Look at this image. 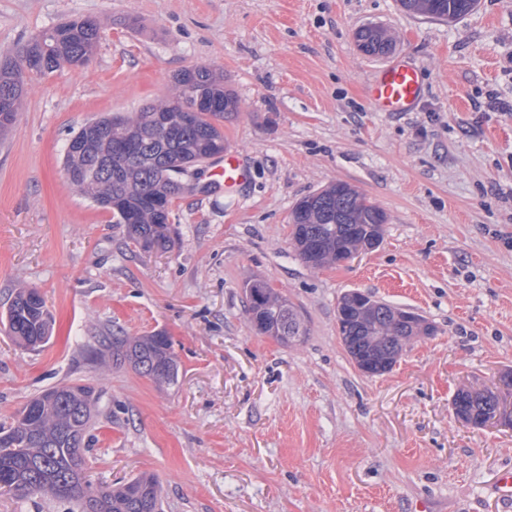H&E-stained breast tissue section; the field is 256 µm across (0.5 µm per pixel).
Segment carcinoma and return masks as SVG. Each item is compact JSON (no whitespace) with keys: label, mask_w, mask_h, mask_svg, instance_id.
<instances>
[{"label":"carcinoma","mask_w":512,"mask_h":512,"mask_svg":"<svg viewBox=\"0 0 512 512\" xmlns=\"http://www.w3.org/2000/svg\"><path fill=\"white\" fill-rule=\"evenodd\" d=\"M409 13L454 21L474 10L477 0H399ZM362 48L386 54L394 37L366 26L357 33ZM100 39L93 20L59 23L32 37L14 56L0 61V135L15 123L32 73L49 74L87 64ZM238 112L236 96L212 68L193 66L174 79V92L127 116L86 124L69 141L64 174L67 182L99 207L112 212L127 237L145 253H167L174 246L170 216L181 186L182 172L220 154L224 133L219 122ZM172 124L166 134L159 120ZM385 212L345 182H336L300 199L290 216L297 256L319 269L338 264L377 246L383 236ZM246 314L256 331L283 343L302 340L304 317L268 283L245 284ZM407 328L404 309L389 303L344 295L337 305L343 345L358 363L370 360L378 375L390 370L415 336L434 333L431 324ZM11 340L39 349L49 342L52 316L35 288L16 293L3 323ZM103 347L115 365H128L158 385L178 378V362L169 336L156 332L104 337ZM506 391L489 388L471 399L457 393V417L476 427L507 419ZM99 393L90 383L63 384L27 402L8 425H0V496L19 500L50 498L74 504L79 512H163L157 478L141 474L113 485H95L86 474L90 431L99 414Z\"/></svg>","instance_id":"cac0c4a2"}]
</instances>
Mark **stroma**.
I'll return each instance as SVG.
<instances>
[{"label":"stroma","instance_id":"35a3bbf8","mask_svg":"<svg viewBox=\"0 0 512 512\" xmlns=\"http://www.w3.org/2000/svg\"><path fill=\"white\" fill-rule=\"evenodd\" d=\"M77 18L101 25L93 57L32 76L0 137V316L27 286L55 320L35 351L0 333V424L49 387L92 382L93 482L155 475L165 512H512L492 491L512 468V426L475 427L451 406L512 375V0L450 23L398 0H0V56ZM366 25L395 36L390 52L360 49ZM404 56L420 102L376 111L370 79ZM196 65L223 71L238 99L221 127L251 179L228 195L207 172L183 176L173 249L143 254L66 181L65 148ZM338 181L388 222L375 249L313 269L289 217ZM254 278L302 312V341L252 327ZM351 291L417 312L434 335L362 374L336 320ZM116 328L165 332L177 381L93 361Z\"/></svg>","mask_w":512,"mask_h":512}]
</instances>
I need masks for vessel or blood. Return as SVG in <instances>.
Instances as JSON below:
<instances>
[{
	"mask_svg": "<svg viewBox=\"0 0 512 512\" xmlns=\"http://www.w3.org/2000/svg\"><path fill=\"white\" fill-rule=\"evenodd\" d=\"M422 84L418 68L409 60L394 61L382 69L368 86L371 104L380 112L410 111L421 97ZM212 179L225 190L236 191L249 180V166L242 152L225 153L222 165L210 171Z\"/></svg>",
	"mask_w": 512,
	"mask_h": 512,
	"instance_id": "1",
	"label": "vessel or blood"
}]
</instances>
